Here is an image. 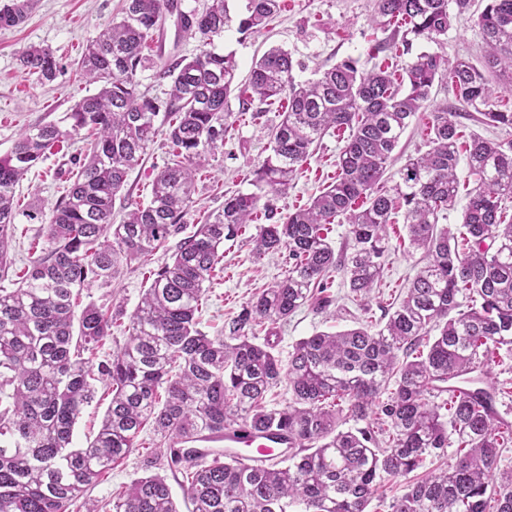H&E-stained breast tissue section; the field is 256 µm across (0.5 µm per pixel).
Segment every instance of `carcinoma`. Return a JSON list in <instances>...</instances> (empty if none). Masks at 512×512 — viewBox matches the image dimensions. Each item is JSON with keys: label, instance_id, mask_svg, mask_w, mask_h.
I'll use <instances>...</instances> for the list:
<instances>
[{"label": "carcinoma", "instance_id": "cac0c4a2", "mask_svg": "<svg viewBox=\"0 0 512 512\" xmlns=\"http://www.w3.org/2000/svg\"><path fill=\"white\" fill-rule=\"evenodd\" d=\"M473 2L375 0L374 21L392 32L371 58L437 41ZM32 7L33 0H9L0 7V27L18 25ZM169 9V0H126L121 20L89 41L78 61L82 76L100 84L98 92L71 108L69 127L26 131L0 156L5 279L17 185L46 151L84 129L93 136L43 226L48 248L18 287L0 288V512H72L93 482L139 447L147 426L166 446L169 470L182 475L189 512H367L383 477L402 480L390 512H512V470L498 472L512 429L496 416L497 388L449 385L483 369L488 354L512 347V139L471 136L465 152L477 179L460 237L440 225L459 184L461 134L448 105L434 111L428 150L406 160L393 186L384 179L410 119L444 77L483 123L512 129V110L492 101L512 86V0H486L478 15L486 45L479 63L422 52L400 80L380 65L361 69L347 58L299 83L289 53L267 50L249 86L261 101L288 98V112L254 170L257 191L224 199L223 209L181 239L196 167L224 142L237 63L207 48L231 22L226 0H208L186 17L190 33L202 39L199 53L160 68L158 76L171 79L164 97L140 93L138 73L155 64L144 49ZM280 10L281 0H247L238 31L256 32ZM18 64L48 82L58 68L53 53L36 46L23 50ZM161 113L171 162L156 174L150 201L128 204L115 224L116 197L159 135ZM332 128L349 131L336 180L251 239L257 258L287 251V275L248 300L224 326L225 336L205 335L196 313L224 243L235 241L259 209L274 217L260 201L288 192L311 147ZM400 212L410 245L426 263L385 326L317 333L283 361L271 340L274 325L314 299L327 305L315 293L326 291L334 271L343 272L354 296H368L383 272L386 227ZM341 216L349 247L338 255L327 234ZM175 237L170 261L151 271L130 315L124 344L92 364L112 335L114 316L93 302L78 308L81 292L91 282L110 284L121 266L167 249ZM265 322L270 328L259 343L254 327ZM97 381L112 400L95 436L77 447L74 427ZM284 381L288 402L267 408L266 394ZM347 419L367 425L344 429ZM237 423L288 433V464L207 461L191 447ZM453 436V462L415 474L427 458L445 456ZM111 504L112 512H178L157 474L135 479Z\"/></svg>", "mask_w": 512, "mask_h": 512}]
</instances>
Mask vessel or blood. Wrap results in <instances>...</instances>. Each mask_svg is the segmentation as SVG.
<instances>
[{"label": "vessel or blood", "instance_id": "1", "mask_svg": "<svg viewBox=\"0 0 512 512\" xmlns=\"http://www.w3.org/2000/svg\"><path fill=\"white\" fill-rule=\"evenodd\" d=\"M219 441L222 445L221 456L236 459L248 467L282 461L290 453L286 432L262 433L241 423L225 427Z\"/></svg>", "mask_w": 512, "mask_h": 512}]
</instances>
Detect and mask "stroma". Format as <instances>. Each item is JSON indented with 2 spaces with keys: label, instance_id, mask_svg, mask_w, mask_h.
Masks as SVG:
<instances>
[{
  "label": "stroma",
  "instance_id": "obj_1",
  "mask_svg": "<svg viewBox=\"0 0 512 512\" xmlns=\"http://www.w3.org/2000/svg\"><path fill=\"white\" fill-rule=\"evenodd\" d=\"M123 5L124 0H35L24 22L0 29L1 155L11 150L20 134L40 125L61 122L76 102L97 92L96 84L82 78L76 62L89 40L98 36L109 22L121 18ZM373 15L374 0H282L279 14L261 32L243 35L230 27L215 37L214 49L233 54L238 69L235 89L226 106L229 117L224 144L207 156L195 173L194 203L184 217L187 231H194L209 214L221 209L225 197L239 191L252 192L251 172L268 155L271 130L288 107L284 99L267 105L251 98L248 82L254 62L270 48H283L293 58V75L299 81L314 78L316 71L346 57L371 66L372 46L388 37L387 30L374 23ZM32 45L50 48L57 57L60 68L53 81H42L38 75L20 68L19 54ZM200 46L199 37L182 32L176 17L171 15L166 19L162 38L150 44L148 52L155 61L170 63L192 57ZM482 49V32L467 14L453 20L440 42L423 40L414 47L418 53L435 52L450 59L462 56L474 61ZM432 116V107H428L411 119L392 154L388 173H395L407 157L426 151L427 127ZM346 139V133L333 130L321 138L288 193L269 196L275 217L305 207L333 182L336 159ZM80 148V143L70 141L52 149L20 182L15 197V230L9 247L13 274H23L41 249V229L75 179ZM168 159L167 141L157 137L142 165L129 174L115 202V215H122L127 203L149 201L152 182ZM265 222V217H257L244 226L236 242L225 243L219 271L209 283L197 315L198 327L206 335H223L225 324L253 294L285 276V257L259 259L251 253L249 241ZM387 236L390 250L381 280L370 298L353 299L343 276L333 274L327 290V308L306 305L288 321L278 324L277 351L281 358H288L300 340L319 332H335L359 323L375 331L383 327L387 314L404 298L423 265L421 252L409 244L402 217H395L388 225ZM163 259V253H155L146 263L135 262L121 268L110 285L96 283L88 289L91 301L110 305L116 314L109 348L124 343L129 316L149 284L150 271ZM487 370L486 384L500 389L495 403L497 414L512 425V350H500L489 361ZM159 458L158 449H140L104 473L88 490V497L102 503L112 500L143 475L145 460Z\"/></svg>",
  "mask_w": 512,
  "mask_h": 512
}]
</instances>
